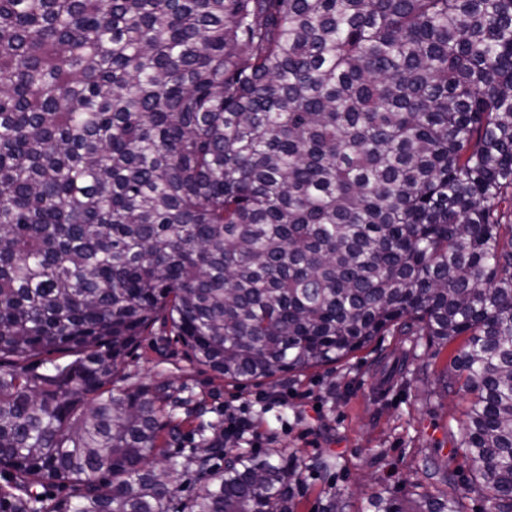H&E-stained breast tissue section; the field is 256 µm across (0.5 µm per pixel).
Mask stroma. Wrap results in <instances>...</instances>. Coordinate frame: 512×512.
Instances as JSON below:
<instances>
[{"label": "stroma", "instance_id": "35a3bbf8", "mask_svg": "<svg viewBox=\"0 0 512 512\" xmlns=\"http://www.w3.org/2000/svg\"><path fill=\"white\" fill-rule=\"evenodd\" d=\"M455 350L424 336H382L340 364L236 385L214 378L158 327L130 351L126 371L132 381H167L191 400L246 417L249 430L238 448L302 455L308 468L298 512H321L333 495L361 504L358 491L367 487L409 497L429 461H452L457 483L469 479L467 464L453 456L452 427L467 402L440 393ZM400 356L423 368L422 380L385 381V361Z\"/></svg>", "mask_w": 512, "mask_h": 512}]
</instances>
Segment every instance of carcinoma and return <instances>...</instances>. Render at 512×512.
I'll return each instance as SVG.
<instances>
[{
    "label": "carcinoma",
    "mask_w": 512,
    "mask_h": 512,
    "mask_svg": "<svg viewBox=\"0 0 512 512\" xmlns=\"http://www.w3.org/2000/svg\"><path fill=\"white\" fill-rule=\"evenodd\" d=\"M510 195L512 0H0V512H297V454L119 387L158 324L234 383L462 340L471 479L366 512H512Z\"/></svg>",
    "instance_id": "carcinoma-1"
}]
</instances>
